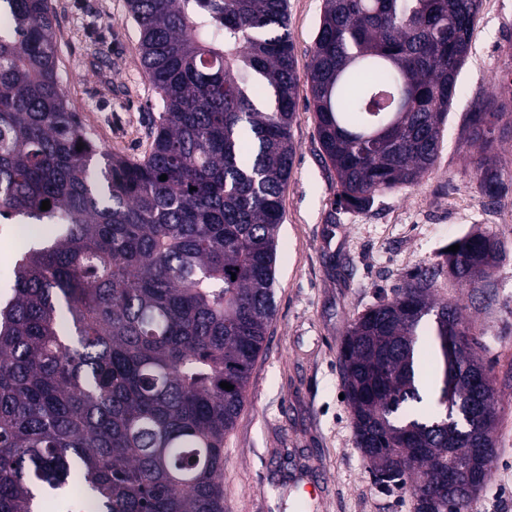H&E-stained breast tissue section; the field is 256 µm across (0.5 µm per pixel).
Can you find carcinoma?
Returning <instances> with one entry per match:
<instances>
[{
	"mask_svg": "<svg viewBox=\"0 0 512 512\" xmlns=\"http://www.w3.org/2000/svg\"><path fill=\"white\" fill-rule=\"evenodd\" d=\"M127 6L161 108L135 161L91 139L63 95L52 0H0V220L56 225L0 302V512H43L76 484L84 512H224V435L275 313L296 153L288 0ZM480 6L324 0L308 82L339 202L362 209L432 172ZM468 128L497 197L485 154L512 106L489 102ZM457 244L353 319L340 351L357 447L383 491L428 501L415 512H461L448 449L492 441L475 414L479 343L457 344L470 329L435 288L450 268L477 287L476 260L505 248Z\"/></svg>",
	"mask_w": 512,
	"mask_h": 512,
	"instance_id": "1",
	"label": "carcinoma"
}]
</instances>
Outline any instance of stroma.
I'll use <instances>...</instances> for the list:
<instances>
[{"label": "stroma", "mask_w": 512, "mask_h": 512, "mask_svg": "<svg viewBox=\"0 0 512 512\" xmlns=\"http://www.w3.org/2000/svg\"><path fill=\"white\" fill-rule=\"evenodd\" d=\"M59 73L87 133L110 152L143 157L161 110L139 62L127 0H53ZM323 0H288L297 63L296 146L278 231L276 312L251 374L244 410L224 439V512H297L306 482L321 495L304 512H414L408 490L383 492L357 447L339 364L349 322L391 297L419 268L469 233L508 241L484 288L448 277L438 298L459 301L480 343L497 399L491 477L468 512H512V135L495 143L506 159V195L489 198L470 158L467 114L512 100V0H482L470 55L448 111L433 172L376 197L368 209L337 205L336 174L316 131L307 65ZM49 224L0 223V288L16 259Z\"/></svg>", "instance_id": "1"}]
</instances>
